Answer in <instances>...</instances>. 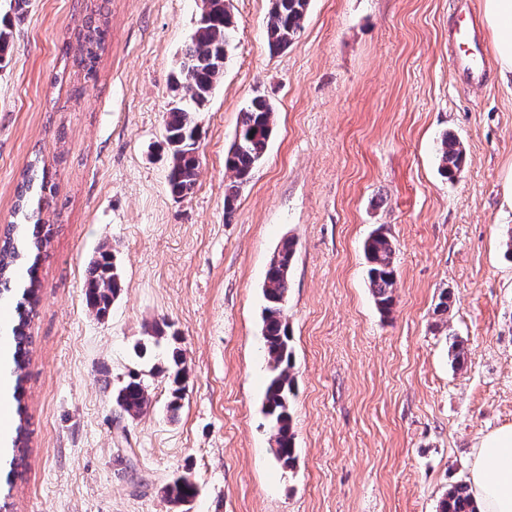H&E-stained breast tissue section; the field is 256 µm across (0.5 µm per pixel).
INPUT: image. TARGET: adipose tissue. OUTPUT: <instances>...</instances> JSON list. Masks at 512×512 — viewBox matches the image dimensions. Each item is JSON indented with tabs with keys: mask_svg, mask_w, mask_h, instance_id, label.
<instances>
[{
	"mask_svg": "<svg viewBox=\"0 0 512 512\" xmlns=\"http://www.w3.org/2000/svg\"><path fill=\"white\" fill-rule=\"evenodd\" d=\"M501 80H512V0H483ZM470 492L478 512H512V426L483 435L474 448Z\"/></svg>",
	"mask_w": 512,
	"mask_h": 512,
	"instance_id": "ef3b65f1",
	"label": "adipose tissue"
}]
</instances>
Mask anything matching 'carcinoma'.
Wrapping results in <instances>:
<instances>
[{"mask_svg":"<svg viewBox=\"0 0 512 512\" xmlns=\"http://www.w3.org/2000/svg\"><path fill=\"white\" fill-rule=\"evenodd\" d=\"M213 18L196 27L190 43L182 51L173 75V88L182 91L164 121L167 151V184L172 196L185 198L197 182L199 160L196 155L199 125L194 114L209 102L212 91L224 74V63L234 31V22L228 0H208ZM309 0H271L266 24V41L273 52H280L293 44L301 32L308 11ZM107 30L100 21L85 23L84 53L80 66L85 77H96L98 50L106 39ZM276 121L271 103L262 96L253 97L242 110L234 142L226 157L225 168L232 172L233 181L224 193V211L230 213L242 186L263 159ZM465 151L460 139L444 133L439 147L441 174L451 179L461 168ZM48 173L34 165L29 166L19 186L16 209L19 222L8 226L0 241V291L15 297L16 316L10 330L13 344V399L18 423L12 440L15 457L13 473L25 467L27 445V414L23 405L25 388L23 370L28 363L32 336L29 326L39 304L40 281L29 278L18 280L19 269H34L41 263L42 249L51 238L50 225L41 218L42 202L46 193L54 192ZM294 243L288 240L273 255L266 272L263 295L266 305L262 317V336L268 356L270 377L265 393L264 413L275 440L278 460L293 466L296 459L295 433L290 400L294 379L290 374L292 351L288 325L283 316L288 293V279L294 257ZM364 253L369 262V288L379 310L388 314L394 305L396 272L393 265V246L383 227H377L364 242ZM115 266L109 251L99 253L91 261L84 280L85 302L90 312L103 319L111 310L121 292V274L110 271ZM112 401L120 414L136 418L150 405L146 386L132 379L112 390ZM195 486L173 482L169 501H190L195 497ZM439 512H477L469 486L460 482L440 501Z\"/></svg>","mask_w":512,"mask_h":512,"instance_id":"1","label":"carcinoma"}]
</instances>
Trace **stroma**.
<instances>
[{
  "mask_svg": "<svg viewBox=\"0 0 512 512\" xmlns=\"http://www.w3.org/2000/svg\"><path fill=\"white\" fill-rule=\"evenodd\" d=\"M108 37L90 81L75 29L91 0H30L0 68V226L34 158L56 196L27 373L26 469L13 512H437L468 481L479 437L512 424V85L448 65V32L481 0H310L288 49L270 52V0H230L235 38L203 112L193 193L166 187L171 74L202 0H103ZM265 96L276 123L263 161L224 212L240 113ZM465 164L438 172L442 133ZM384 227L397 288L382 315L363 243ZM296 462L282 466L262 402V285L286 240ZM113 252L122 291L108 317L84 278ZM453 293L447 320L435 315ZM172 334L149 355L152 329ZM467 357L455 366L451 338ZM185 355L169 412L170 346ZM141 380L146 412L112 389ZM187 475L190 505L163 487ZM112 401L120 414L132 419L139 417L150 405L148 390L137 379L113 389Z\"/></svg>",
  "mask_w": 512,
  "mask_h": 512,
  "instance_id": "1",
  "label": "stroma"
}]
</instances>
